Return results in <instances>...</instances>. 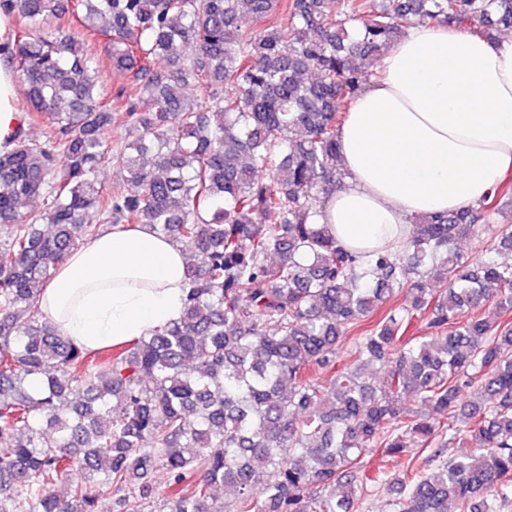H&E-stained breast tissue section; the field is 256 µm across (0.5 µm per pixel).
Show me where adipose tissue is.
<instances>
[{
    "mask_svg": "<svg viewBox=\"0 0 512 512\" xmlns=\"http://www.w3.org/2000/svg\"><path fill=\"white\" fill-rule=\"evenodd\" d=\"M338 131L348 172L317 215L362 254L402 242L414 218L475 206L512 172V39L426 22L410 28ZM0 65V154L20 125ZM185 259L148 225L117 226L72 251L40 294L60 333L87 351L130 342L183 311Z\"/></svg>",
    "mask_w": 512,
    "mask_h": 512,
    "instance_id": "adipose-tissue-1",
    "label": "adipose tissue"
}]
</instances>
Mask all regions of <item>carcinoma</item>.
Wrapping results in <instances>:
<instances>
[{
	"mask_svg": "<svg viewBox=\"0 0 512 512\" xmlns=\"http://www.w3.org/2000/svg\"><path fill=\"white\" fill-rule=\"evenodd\" d=\"M0 11L19 20L4 58L28 89L0 154V224L12 228L0 239V512H97L99 485L116 512H141L158 465L172 512H357L364 454L401 459L415 439L422 460L371 480L403 491L391 512H512L500 188L421 218L371 261L316 220L344 176L339 127L379 56L427 20L512 30V0H0ZM68 14L81 30L60 23ZM90 36L106 39L94 63ZM105 70L137 97L104 92ZM41 123L42 140L30 135ZM112 125L132 139L108 151ZM108 159L130 189L98 183ZM92 211L189 245L182 316L97 354L60 335L37 295L99 234ZM488 231L495 254L458 252ZM403 289L409 300L393 304ZM374 314L342 361L341 339ZM419 318L429 335L405 337ZM460 442L471 451L447 455Z\"/></svg>",
	"mask_w": 512,
	"mask_h": 512,
	"instance_id": "1",
	"label": "carcinoma"
}]
</instances>
